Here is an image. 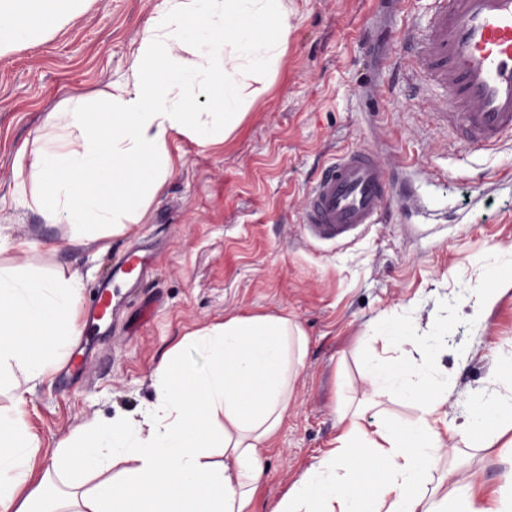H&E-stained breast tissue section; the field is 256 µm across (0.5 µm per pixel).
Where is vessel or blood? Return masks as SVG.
Listing matches in <instances>:
<instances>
[{
	"instance_id": "1",
	"label": "vessel or blood",
	"mask_w": 512,
	"mask_h": 512,
	"mask_svg": "<svg viewBox=\"0 0 512 512\" xmlns=\"http://www.w3.org/2000/svg\"><path fill=\"white\" fill-rule=\"evenodd\" d=\"M404 40L412 59L408 78L431 81L443 93L438 125L472 150L512 140V0H432L427 23L408 28ZM405 186V175L385 166L378 147L346 150L313 182L302 225L319 240H348L392 209H421ZM149 263L136 246L115 262L87 309L86 333L111 320L115 288L136 284Z\"/></svg>"
}]
</instances>
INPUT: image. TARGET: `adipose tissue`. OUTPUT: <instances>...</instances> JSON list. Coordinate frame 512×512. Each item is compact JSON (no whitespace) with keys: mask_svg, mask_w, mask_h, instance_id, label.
I'll return each instance as SVG.
<instances>
[{"mask_svg":"<svg viewBox=\"0 0 512 512\" xmlns=\"http://www.w3.org/2000/svg\"><path fill=\"white\" fill-rule=\"evenodd\" d=\"M88 0H0V54L75 20ZM286 0H160L129 73L103 105L76 101L49 113L48 132L16 184L25 206L91 241L139 223L171 177L182 134L226 140L260 94L254 86L288 43ZM189 59L176 57V50ZM204 99L207 111L193 103ZM84 284L0 267V384L11 363L29 382L56 365L52 345L77 332ZM418 328L384 339L358 401L337 410L333 448L303 469L272 512H512V397L475 398L472 421L448 418L454 388L426 360L398 356ZM200 356L184 360L186 348ZM308 337L284 315L234 316L184 336L158 362L141 423L92 422L53 451L39 484V443L24 421L25 392L0 412V512H248L265 477L266 442L288 411ZM408 400L415 418L392 423L384 400ZM377 418L365 422L367 410ZM505 444L501 483L431 484L447 439ZM126 464L111 475L115 461Z\"/></svg>","mask_w":512,"mask_h":512,"instance_id":"1","label":"adipose tissue"}]
</instances>
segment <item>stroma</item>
I'll use <instances>...</instances> for the list:
<instances>
[{"label":"stroma","instance_id":"obj_1","mask_svg":"<svg viewBox=\"0 0 512 512\" xmlns=\"http://www.w3.org/2000/svg\"><path fill=\"white\" fill-rule=\"evenodd\" d=\"M158 0H89L81 18L0 55V266L45 278L81 277L85 296L112 260L150 249V274L113 297L115 320L91 338L79 374L60 357L28 397L24 419L44 452L101 417L138 416L153 373L184 335L232 316L285 315L306 332L308 353L283 424L265 453L254 512H272L299 472L331 448L339 403L360 394L368 352L383 325L429 335L431 373L454 382L451 415L471 417L473 395L512 392V292L485 320L476 287L512 272V140L469 151L436 129L442 94H417L403 75V34L431 0H288V46L266 89L224 142L175 137V171L142 222L81 245L15 191L17 159L31 156L48 113L76 99H105L123 81ZM381 142L426 209L397 212L344 242L310 239L300 222L322 164ZM470 358L459 362L458 350ZM460 478L495 487L496 453L460 447Z\"/></svg>","mask_w":512,"mask_h":512}]
</instances>
